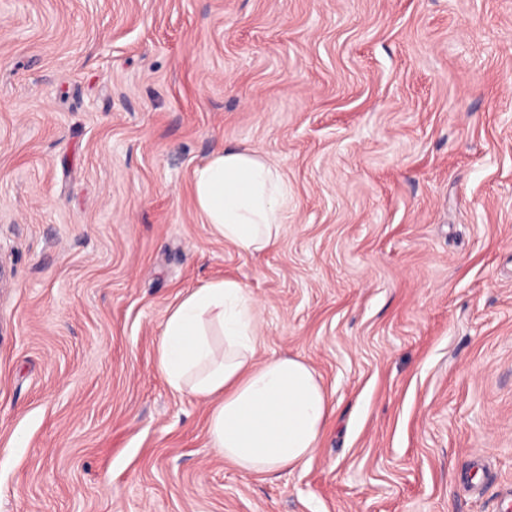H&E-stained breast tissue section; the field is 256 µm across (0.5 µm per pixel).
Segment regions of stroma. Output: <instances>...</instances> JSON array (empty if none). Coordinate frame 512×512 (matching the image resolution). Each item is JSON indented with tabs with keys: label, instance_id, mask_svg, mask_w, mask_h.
<instances>
[{
	"label": "stroma",
	"instance_id": "1",
	"mask_svg": "<svg viewBox=\"0 0 512 512\" xmlns=\"http://www.w3.org/2000/svg\"><path fill=\"white\" fill-rule=\"evenodd\" d=\"M290 198L249 255L195 169ZM230 278L331 396L241 471L154 358ZM512 486V0H0V512H501ZM199 212L213 230L245 254L280 241L288 211V183L255 149L224 147L193 175Z\"/></svg>",
	"mask_w": 512,
	"mask_h": 512
}]
</instances>
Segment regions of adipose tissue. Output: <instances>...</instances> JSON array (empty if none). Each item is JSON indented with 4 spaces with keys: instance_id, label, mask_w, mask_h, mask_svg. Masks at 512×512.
<instances>
[{
    "instance_id": "adipose-tissue-1",
    "label": "adipose tissue",
    "mask_w": 512,
    "mask_h": 512,
    "mask_svg": "<svg viewBox=\"0 0 512 512\" xmlns=\"http://www.w3.org/2000/svg\"><path fill=\"white\" fill-rule=\"evenodd\" d=\"M193 192L206 223L237 251L259 254L280 241L288 184L255 149L214 153L195 170ZM208 315L224 336L223 355L214 352ZM258 343L257 312L244 287L214 281L169 308L156 365L171 389L210 403L208 432L225 460L253 474L294 470L318 448L331 400L307 362L257 361Z\"/></svg>"
}]
</instances>
